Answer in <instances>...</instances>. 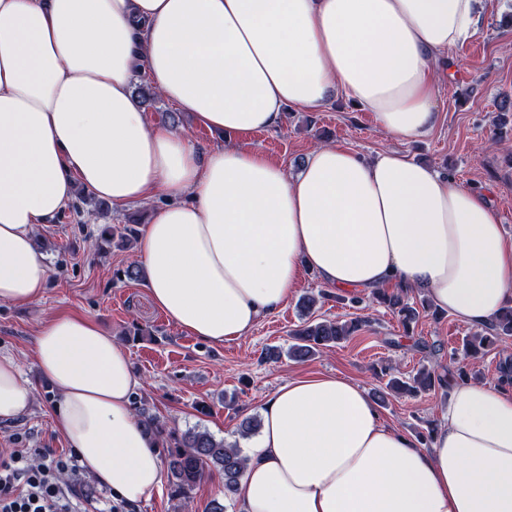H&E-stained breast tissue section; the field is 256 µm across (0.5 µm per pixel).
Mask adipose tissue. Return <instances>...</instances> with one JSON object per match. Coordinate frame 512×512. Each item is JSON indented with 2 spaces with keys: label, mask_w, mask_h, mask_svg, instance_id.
Segmentation results:
<instances>
[{
  "label": "adipose tissue",
  "mask_w": 512,
  "mask_h": 512,
  "mask_svg": "<svg viewBox=\"0 0 512 512\" xmlns=\"http://www.w3.org/2000/svg\"><path fill=\"white\" fill-rule=\"evenodd\" d=\"M479 0H0V302L38 301V225L76 187L123 206L163 192L137 245L155 307L223 345L277 312L304 271L337 289L398 284L475 327L512 305V239L484 192L397 150L323 145L297 175L230 135L346 99L410 142L438 123L436 81L478 30ZM146 77L227 135L200 150L149 126ZM32 359L52 426L82 465L137 503L161 486L159 440L133 412L142 385L110 331L48 319ZM33 390L0 353V420ZM235 494L239 512H512V387L451 381L429 446L330 374L281 386Z\"/></svg>",
  "instance_id": "obj_1"
}]
</instances>
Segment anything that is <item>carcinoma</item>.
Here are the masks:
<instances>
[{
	"mask_svg": "<svg viewBox=\"0 0 512 512\" xmlns=\"http://www.w3.org/2000/svg\"><path fill=\"white\" fill-rule=\"evenodd\" d=\"M137 228L134 224L121 227L107 226L102 236L119 237L125 243L135 238ZM378 302L385 304L399 318L404 329H410V324L417 321L420 312H428L431 305L420 301L421 308L405 300L400 293H390L384 289L373 291ZM317 299L310 295L300 303L303 325L291 333L292 344L287 349V355L302 359L317 351L327 348L341 340H345L362 327L365 320L357 317L350 321L340 322L316 318L312 309ZM512 339V307L505 309L485 328L475 332L464 341L465 354L474 359L487 351L502 346L506 340ZM451 370L442 372L422 369L412 377L403 380L392 377L386 383V389L394 392L414 393L419 390L447 389L448 375ZM144 424L162 441V447L168 449V481L177 496L185 499L208 474L217 470L224 479V498L230 500L235 496L236 488L248 462L238 448V445L227 444L224 440L215 439L209 432L199 429H189L183 433L169 429L159 420L146 417Z\"/></svg>",
	"mask_w": 512,
	"mask_h": 512,
	"instance_id": "cac0c4a2",
	"label": "carcinoma"
}]
</instances>
